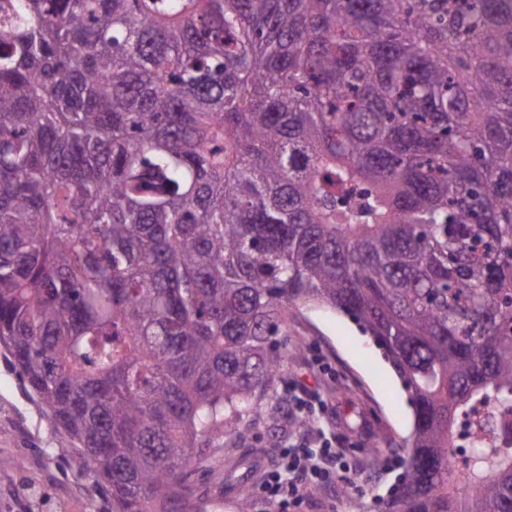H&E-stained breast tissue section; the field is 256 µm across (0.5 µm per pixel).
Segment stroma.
I'll list each match as a JSON object with an SVG mask.
<instances>
[{"label":"stroma","mask_w":512,"mask_h":512,"mask_svg":"<svg viewBox=\"0 0 512 512\" xmlns=\"http://www.w3.org/2000/svg\"><path fill=\"white\" fill-rule=\"evenodd\" d=\"M284 367L265 396L276 419L246 426L242 438L204 451L191 480L199 512H240L238 485L251 491V512H277L261 491L255 457L277 465L300 440L289 431V392H305L323 406L312 429L330 431L352 469L350 481L308 490L285 512H379L398 471L393 447L410 438L413 410L390 365L347 316L304 307L282 339ZM76 448L48 423L20 375L0 356V512H112L107 489L74 466Z\"/></svg>","instance_id":"35a3bbf8"}]
</instances>
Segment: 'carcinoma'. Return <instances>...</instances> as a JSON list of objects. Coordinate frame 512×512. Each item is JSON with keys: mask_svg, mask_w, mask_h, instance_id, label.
I'll return each mask as SVG.
<instances>
[{"mask_svg": "<svg viewBox=\"0 0 512 512\" xmlns=\"http://www.w3.org/2000/svg\"><path fill=\"white\" fill-rule=\"evenodd\" d=\"M301 303L410 395L384 512H512V0L0 4V347L112 512H195Z\"/></svg>", "mask_w": 512, "mask_h": 512, "instance_id": "1", "label": "carcinoma"}]
</instances>
